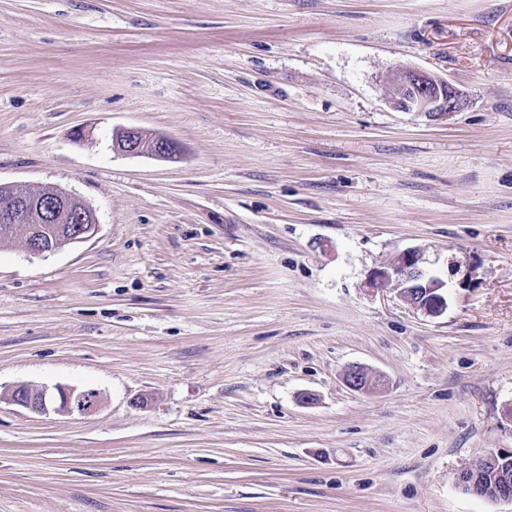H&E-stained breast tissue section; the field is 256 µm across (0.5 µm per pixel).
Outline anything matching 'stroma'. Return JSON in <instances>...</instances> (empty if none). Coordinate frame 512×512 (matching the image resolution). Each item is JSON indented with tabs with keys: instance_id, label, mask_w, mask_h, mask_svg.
I'll return each instance as SVG.
<instances>
[{
	"instance_id": "stroma-1",
	"label": "stroma",
	"mask_w": 512,
	"mask_h": 512,
	"mask_svg": "<svg viewBox=\"0 0 512 512\" xmlns=\"http://www.w3.org/2000/svg\"><path fill=\"white\" fill-rule=\"evenodd\" d=\"M401 65L465 108L395 109ZM0 182L98 220L0 241V391L102 399L0 400V512H512L455 483L512 450V0H0ZM410 247L439 316L365 287ZM112 148L122 154L147 155L163 159L170 158L175 151L172 141L168 138L147 135L138 127L124 129L114 141ZM342 380L348 388L357 392H369L383 382L380 375L373 376L367 369L357 364H350L344 368ZM8 399L33 413L50 412L67 415L74 412L92 414L99 408L98 393L93 390H78L74 387L56 386L54 390L47 387L18 385L8 394ZM512 452L511 451H489L485 453L483 456L473 460L469 463L465 468H463L456 475V484L466 493L478 496V497H488L485 489L479 483V474L484 470L486 464L494 463L497 464L498 461L502 459L511 460ZM500 462V463H501Z\"/></svg>"
}]
</instances>
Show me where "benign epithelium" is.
Masks as SVG:
<instances>
[{
  "label": "benign epithelium",
  "mask_w": 512,
  "mask_h": 512,
  "mask_svg": "<svg viewBox=\"0 0 512 512\" xmlns=\"http://www.w3.org/2000/svg\"><path fill=\"white\" fill-rule=\"evenodd\" d=\"M393 87L394 108L417 112L432 120H442L464 109L466 99L447 79L432 72L400 67L388 79ZM113 150L129 155H147L167 159L175 151L171 140L150 136L138 127L126 128L116 138ZM40 195L29 197L18 186L0 182V224L11 227L26 242L32 255L54 253L66 246L81 243L97 231L92 209L80 198L53 186L39 187ZM423 254L418 248H407L374 268L367 277L373 292H389L411 309L425 316L441 315L448 308L447 284L429 277L422 268ZM344 384L353 391L369 392L382 382L361 365L349 364L342 373ZM8 399L33 413L50 412L67 415L74 412L92 414L99 408L98 393L57 386L54 390L18 385ZM511 451H489L473 460L456 475V484L466 493L484 497L479 474L489 463L511 459Z\"/></svg>",
  "instance_id": "benign-epithelium-1"
}]
</instances>
